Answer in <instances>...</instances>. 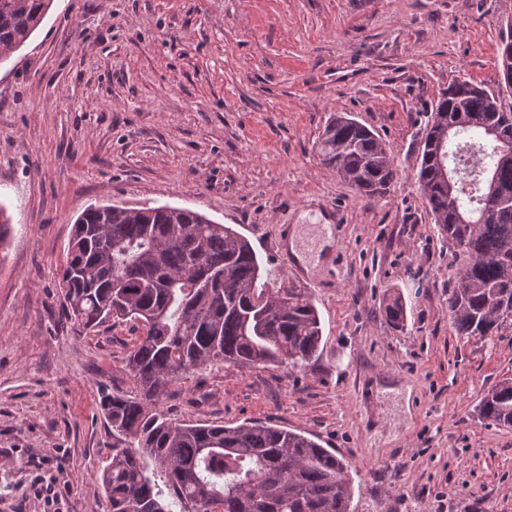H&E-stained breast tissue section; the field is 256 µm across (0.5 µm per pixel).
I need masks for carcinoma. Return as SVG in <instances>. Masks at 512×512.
Masks as SVG:
<instances>
[{"label": "carcinoma", "mask_w": 512, "mask_h": 512, "mask_svg": "<svg viewBox=\"0 0 512 512\" xmlns=\"http://www.w3.org/2000/svg\"><path fill=\"white\" fill-rule=\"evenodd\" d=\"M51 0H0V60L22 46ZM512 35L489 91L467 80L432 107L417 182L462 266L448 298L458 334L492 336L512 320ZM321 162L365 196L387 192L386 145L338 115L319 134ZM103 207L73 225L63 267L65 309L86 329L126 323L138 339L126 357L137 393L103 392L112 455L96 473L109 512H172L146 474L151 460L179 512H350L344 460L307 436L264 423L175 422L158 404L182 375L207 364L305 365L322 339L309 289L271 288L249 241L190 209ZM401 323L402 299L385 305ZM479 417L512 427V379L487 390Z\"/></svg>", "instance_id": "obj_1"}]
</instances>
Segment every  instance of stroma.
I'll list each match as a JSON object with an SVG mask.
<instances>
[{
  "label": "stroma",
  "mask_w": 512,
  "mask_h": 512,
  "mask_svg": "<svg viewBox=\"0 0 512 512\" xmlns=\"http://www.w3.org/2000/svg\"><path fill=\"white\" fill-rule=\"evenodd\" d=\"M512 0H53L0 62V512H108L101 391L131 393L125 325L89 332L61 268L91 205L195 210L233 228L270 284L280 225L320 277L322 340L305 367L187 373L180 422H263L348 463L351 512H512V428L479 419L512 378V324L461 336L459 269L418 189L421 139L449 84L496 89ZM344 113L395 177L360 195L315 142ZM401 296L402 324L384 312Z\"/></svg>",
  "instance_id": "stroma-1"
}]
</instances>
